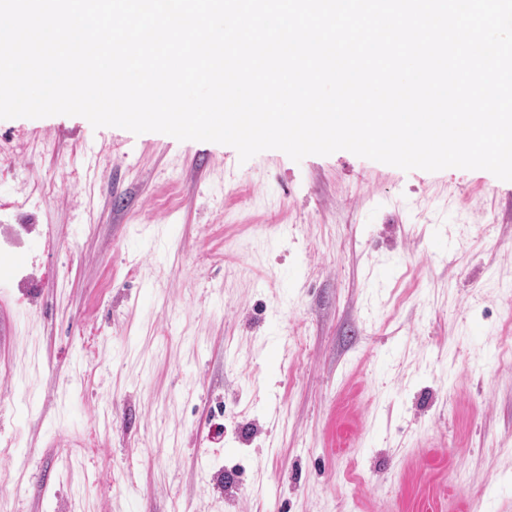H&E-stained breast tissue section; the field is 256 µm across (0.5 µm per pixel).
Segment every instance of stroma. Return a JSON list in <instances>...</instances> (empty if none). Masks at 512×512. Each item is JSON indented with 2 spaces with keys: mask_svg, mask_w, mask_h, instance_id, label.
<instances>
[{
  "mask_svg": "<svg viewBox=\"0 0 512 512\" xmlns=\"http://www.w3.org/2000/svg\"><path fill=\"white\" fill-rule=\"evenodd\" d=\"M0 512H512V181L0 120Z\"/></svg>",
  "mask_w": 512,
  "mask_h": 512,
  "instance_id": "obj_1",
  "label": "stroma"
}]
</instances>
